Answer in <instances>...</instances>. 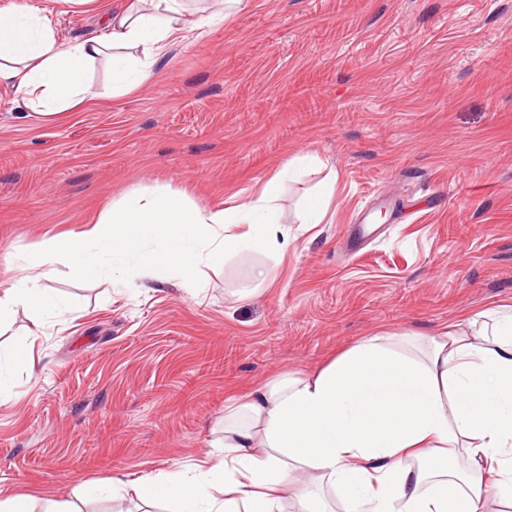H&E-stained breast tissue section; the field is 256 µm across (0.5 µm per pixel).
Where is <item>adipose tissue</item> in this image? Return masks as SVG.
<instances>
[{"instance_id": "1", "label": "adipose tissue", "mask_w": 512, "mask_h": 512, "mask_svg": "<svg viewBox=\"0 0 512 512\" xmlns=\"http://www.w3.org/2000/svg\"><path fill=\"white\" fill-rule=\"evenodd\" d=\"M191 0H125L104 15V33L61 39L45 9L0 6V86L52 119L83 107L85 73L112 60L116 91L151 81ZM276 182L236 206L208 209L177 190H136L114 201L91 231L44 241L39 276L0 289V320L14 307L36 319L63 302L45 287L58 265L77 279L102 272L129 282L173 275L189 286L201 268L242 249L281 253L288 232L271 200ZM473 331L450 327L424 357L377 335L312 376L285 374L255 388L224 414V457L194 475L146 478V504L177 512H281L292 491L297 512H330L323 486L347 512H481L491 490L512 495V306L478 313Z\"/></svg>"}]
</instances>
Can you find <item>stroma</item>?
<instances>
[{
  "instance_id": "1",
  "label": "stroma",
  "mask_w": 512,
  "mask_h": 512,
  "mask_svg": "<svg viewBox=\"0 0 512 512\" xmlns=\"http://www.w3.org/2000/svg\"><path fill=\"white\" fill-rule=\"evenodd\" d=\"M41 3L62 39L102 28L96 5ZM85 83L90 102L51 120L0 87L1 284L131 190L219 209L295 154L313 163L273 201L284 254L241 251L197 291L62 266L50 285L69 312L17 309L0 348L26 340L36 369L13 366L0 397V501L141 512L143 477L221 456L230 398L370 336L423 344L512 304V0H243L186 31L137 90L113 95L106 56ZM332 171L327 214L307 223Z\"/></svg>"
}]
</instances>
